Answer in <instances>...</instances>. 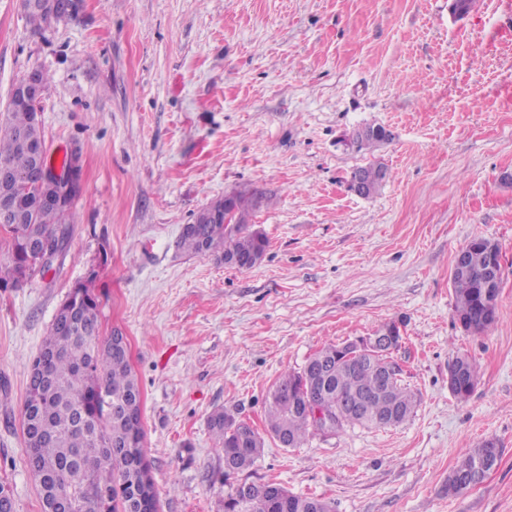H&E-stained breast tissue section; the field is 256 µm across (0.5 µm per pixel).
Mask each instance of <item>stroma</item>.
Instances as JSON below:
<instances>
[{"label": "stroma", "instance_id": "1", "mask_svg": "<svg viewBox=\"0 0 512 512\" xmlns=\"http://www.w3.org/2000/svg\"><path fill=\"white\" fill-rule=\"evenodd\" d=\"M78 0L33 34L0 0V124L13 86L48 76L39 102L55 160L77 153L83 190L46 273L0 288V481L15 512H41L24 463L29 369L68 292L94 279L100 334L120 331L142 393L159 512H224L244 483L272 482L335 512H512V0ZM375 123L377 151L344 138ZM385 163L373 196L353 169ZM256 191L267 240L242 270L179 246L225 195ZM498 244L497 322L465 332L451 271L474 237ZM396 323L391 357L417 396L389 428L317 432L283 447L265 424L280 374L330 343ZM467 355V402L448 366ZM263 435L226 474L208 418ZM500 460L467 493L446 490L461 449Z\"/></svg>", "mask_w": 512, "mask_h": 512}]
</instances>
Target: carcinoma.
<instances>
[{"instance_id":"obj_1","label":"carcinoma","mask_w":512,"mask_h":512,"mask_svg":"<svg viewBox=\"0 0 512 512\" xmlns=\"http://www.w3.org/2000/svg\"><path fill=\"white\" fill-rule=\"evenodd\" d=\"M58 0L25 12L34 33L54 19L64 17ZM353 130L350 143L358 149L384 144L391 137ZM44 139L42 127L32 122V112L15 108L7 113L0 134V162L21 175L30 173L37 159L23 146L22 138ZM363 196L378 192L389 177L381 163L357 167ZM9 191L19 202V218L0 223L7 236L10 265L0 269V288H19L36 272H46L42 250L47 244L63 249L68 240L70 208L61 209L42 201L46 187L31 182ZM234 209L217 220L198 218L187 225L179 246L193 254H216L219 258L260 259L266 239L248 228V215L262 195L234 193ZM488 239L476 237L463 252L468 267L451 276L457 321L481 323L484 314L482 281L487 267ZM95 276L71 289L59 305L30 367L27 397L22 407L25 465L39 488L41 512H66L61 499L68 485L76 508L72 512H158L154 482L143 489L142 475L151 474L144 453L141 391L124 350L112 349V338L99 340V305L91 285ZM401 368L390 352L374 356L326 346L308 359L299 371H286L268 397V431L287 437V447L298 448L312 431H323L306 414V407L322 405L341 419L336 430L347 426H399L414 413L415 394L401 383ZM209 430L224 453L231 472L252 468L262 456L264 440L248 423L214 411ZM498 441L484 439L473 448H463L448 474V495L458 496L477 485L484 465L496 466ZM240 490L224 500V512H333L331 503L312 496L296 495L283 487L261 484L249 500L239 499Z\"/></svg>"}]
</instances>
